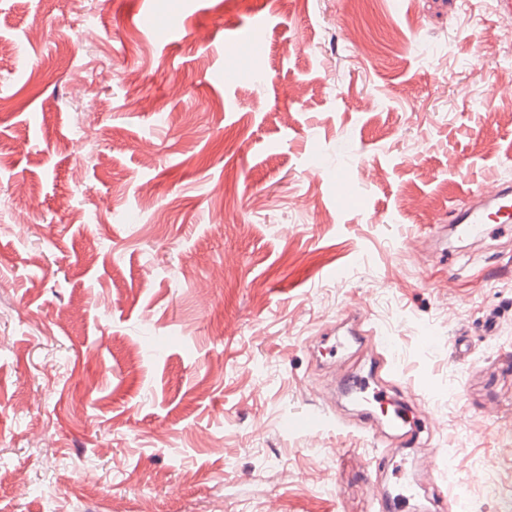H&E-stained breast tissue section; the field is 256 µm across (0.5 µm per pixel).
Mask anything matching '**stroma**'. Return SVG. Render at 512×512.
I'll return each instance as SVG.
<instances>
[{"label":"stroma","instance_id":"1","mask_svg":"<svg viewBox=\"0 0 512 512\" xmlns=\"http://www.w3.org/2000/svg\"><path fill=\"white\" fill-rule=\"evenodd\" d=\"M258 18L256 74L224 39ZM0 42V512H369L357 405L301 424L338 371L369 369L356 344L311 346L352 300L391 338V394L439 420L383 487L438 453L455 467L428 479L460 512H503L512 238L446 221L477 181L512 180V96L487 98L512 87V15L0 0Z\"/></svg>","mask_w":512,"mask_h":512}]
</instances>
